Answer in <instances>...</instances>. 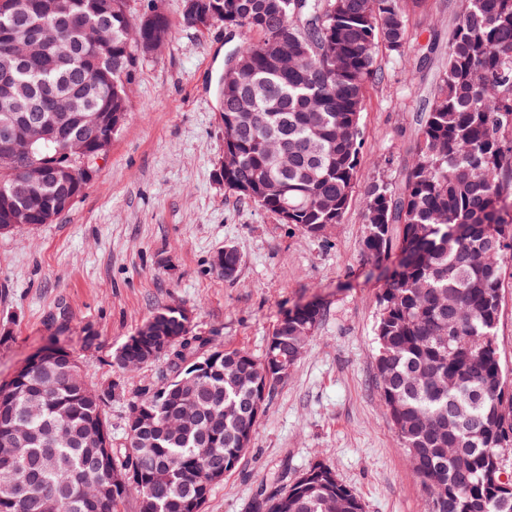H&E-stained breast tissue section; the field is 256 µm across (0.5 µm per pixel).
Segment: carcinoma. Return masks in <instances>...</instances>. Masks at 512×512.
<instances>
[{
  "label": "carcinoma",
  "instance_id": "obj_1",
  "mask_svg": "<svg viewBox=\"0 0 512 512\" xmlns=\"http://www.w3.org/2000/svg\"><path fill=\"white\" fill-rule=\"evenodd\" d=\"M93 0H68L69 19L45 28L81 49L69 64L54 53L19 75L16 105L60 122L69 95L90 85L86 107L66 125L73 134L100 112H131L126 86L146 59L129 40L169 36L159 0L133 17L130 0H112V47L105 51L82 22L95 23ZM425 0H183V21L196 29L217 22L248 38L234 53L252 61L250 75L224 86V145L240 154L224 187L316 238L339 224L358 180L366 83L382 77L379 47L400 54L409 11ZM33 156L64 159L42 141ZM19 177L0 161V227L51 224L41 208L54 186L31 187L13 209L7 194ZM364 259L396 258L377 296L374 343L377 387L401 447L432 489V512H512V396L502 398L507 369L495 331L501 290L512 267V0H464L448 31V56L429 110L419 119L411 162L400 186L372 182L364 204ZM159 336L183 337L181 306L156 312ZM322 319L314 303L289 310L276 325V345L257 358L226 349L194 378L166 360V376L129 400L150 428L124 425L117 459L104 400L86 382L71 349L51 344L38 360L0 384V512H118L132 494L139 512H204L217 480L232 471L254 433L251 403L272 358L292 361ZM154 341L127 340L115 353L123 367ZM25 438L14 442L19 422ZM447 448L459 449L451 460ZM364 512L361 500L331 468L316 463L284 492L253 501L252 512Z\"/></svg>",
  "mask_w": 512,
  "mask_h": 512
}]
</instances>
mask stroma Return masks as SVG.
<instances>
[{
    "instance_id": "1",
    "label": "stroma",
    "mask_w": 512,
    "mask_h": 512,
    "mask_svg": "<svg viewBox=\"0 0 512 512\" xmlns=\"http://www.w3.org/2000/svg\"><path fill=\"white\" fill-rule=\"evenodd\" d=\"M462 0H428L409 15L400 55L380 52L368 84L360 172L341 224L324 238L279 223L225 188L218 81L242 32L173 24L131 89V112L94 179L54 223L0 234V382L45 345H67L94 388L160 381L165 360L134 371L115 351L158 309L193 313L194 334L261 356L278 320L306 303L324 316L288 377L275 383L253 440L212 490L205 512H252L309 465L330 467L365 512H431V491L400 448L376 385L373 325L382 272L360 252L367 186L399 184L419 118L448 52ZM238 250L237 277L213 266Z\"/></svg>"
}]
</instances>
